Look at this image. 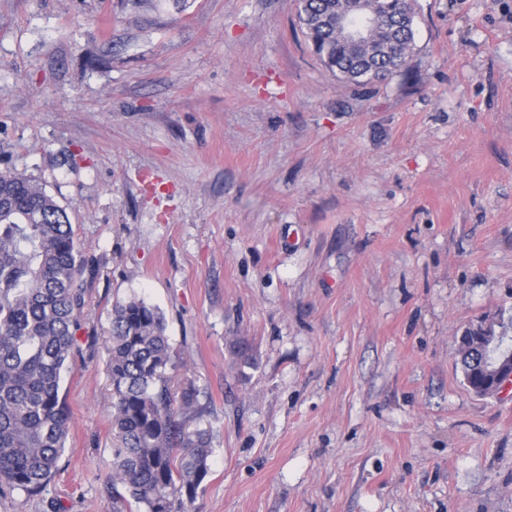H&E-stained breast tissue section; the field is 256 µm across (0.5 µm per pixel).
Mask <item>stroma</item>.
<instances>
[{"instance_id":"35a3bbf8","label":"stroma","mask_w":512,"mask_h":512,"mask_svg":"<svg viewBox=\"0 0 512 512\" xmlns=\"http://www.w3.org/2000/svg\"><path fill=\"white\" fill-rule=\"evenodd\" d=\"M300 0H0V171L96 261L46 494L113 512L112 307H158L212 437L189 512H512V386L464 327L512 315V0H415L356 84ZM489 319V315L482 318L478 323L470 324L466 327L461 336H467L463 338L462 342L458 341V354L460 357V363L464 375V379L467 382L468 386L473 390H486L487 388L484 386L489 382V379L492 377V374L488 371L486 365H474L472 361L469 359L467 353V341L468 340H476L479 336H495V343H499L502 339H506L508 336H499L502 331L494 334L492 323L488 329H485L484 324ZM460 336V337H461ZM459 337V339H460Z\"/></svg>"}]
</instances>
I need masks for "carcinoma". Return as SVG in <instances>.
<instances>
[{"label":"carcinoma","instance_id":"1","mask_svg":"<svg viewBox=\"0 0 512 512\" xmlns=\"http://www.w3.org/2000/svg\"><path fill=\"white\" fill-rule=\"evenodd\" d=\"M413 0H376L379 29L366 45L346 44L335 0H301L299 23L330 69L356 81L383 79L411 49ZM95 260L78 241L62 207L31 178L0 171V491L38 496L47 490L66 448L70 409L61 396L76 350ZM487 318L462 331L464 379L483 390L492 374L475 365L467 341L494 335ZM107 370L112 383V486L116 512H186L209 475L207 430L188 431L170 388L177 369L166 323L140 298L112 308Z\"/></svg>","mask_w":512,"mask_h":512}]
</instances>
